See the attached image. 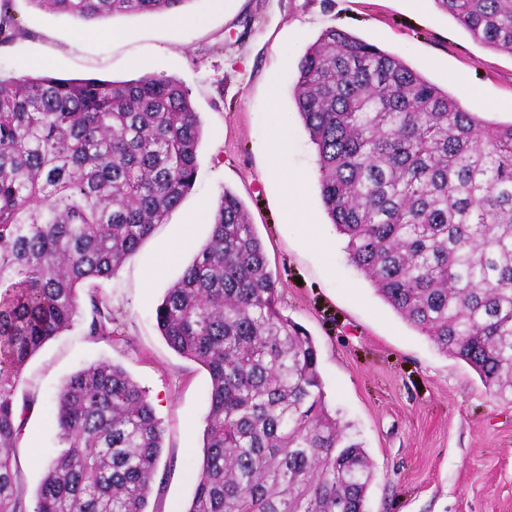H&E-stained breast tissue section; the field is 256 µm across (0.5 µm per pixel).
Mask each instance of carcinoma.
Returning <instances> with one entry per match:
<instances>
[{
  "label": "carcinoma",
  "instance_id": "1",
  "mask_svg": "<svg viewBox=\"0 0 512 512\" xmlns=\"http://www.w3.org/2000/svg\"><path fill=\"white\" fill-rule=\"evenodd\" d=\"M0 0V44L22 34ZM84 21L189 0H33ZM512 53V0H434ZM295 105L349 262L446 355L512 404V123L487 120L402 58L338 28L301 58ZM202 126L166 76L0 80V512H147L163 428L120 366L73 374L52 405L63 449L28 493L14 453L30 358L78 321L79 291L112 278L192 189ZM88 335L112 339L89 292ZM204 367L210 405L185 512H366L373 466L325 404L317 349L278 309L244 203L224 190L211 232L155 310Z\"/></svg>",
  "mask_w": 512,
  "mask_h": 512
}]
</instances>
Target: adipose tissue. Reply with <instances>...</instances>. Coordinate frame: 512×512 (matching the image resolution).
Returning a JSON list of instances; mask_svg holds the SVG:
<instances>
[{"mask_svg": "<svg viewBox=\"0 0 512 512\" xmlns=\"http://www.w3.org/2000/svg\"><path fill=\"white\" fill-rule=\"evenodd\" d=\"M288 126L277 127L270 139V160L266 174L279 180L283 186L282 204L289 222L301 227L306 241L321 248L325 254H333L334 248L319 233L316 225L310 224L304 210L302 175L288 165Z\"/></svg>", "mask_w": 512, "mask_h": 512, "instance_id": "ef3b65f1", "label": "adipose tissue"}]
</instances>
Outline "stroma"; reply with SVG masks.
<instances>
[{"mask_svg": "<svg viewBox=\"0 0 512 512\" xmlns=\"http://www.w3.org/2000/svg\"><path fill=\"white\" fill-rule=\"evenodd\" d=\"M24 36L0 44V79L48 73L60 78L128 80L145 73L177 79L198 112L203 137L193 188L163 224L100 282L110 302L113 339L86 334L89 301L75 326L27 363L18 399L34 398L18 458L27 489L57 455L51 401L78 370L122 365L149 394L164 429L147 512H184L201 462L210 379L161 336L155 309L194 257L167 261V243L192 224L204 244L210 224L196 222L224 190L237 194L261 237L278 288V307L312 337L330 413L351 426L372 461L367 512H512V405L495 398L464 362L441 353L376 293L347 259L346 240L325 211L317 154L294 100L301 57L327 28L347 31L395 54L481 117L512 122V54L474 41L434 0H189L182 12L117 15L87 22L54 14L33 0H12ZM204 18L179 24V14ZM286 115L290 162L307 177L314 223L335 239L327 261L281 209L282 187L265 173L267 134ZM165 262L152 288L142 273Z\"/></svg>", "mask_w": 512, "mask_h": 512, "instance_id": "35a3bbf8", "label": "stroma"}]
</instances>
